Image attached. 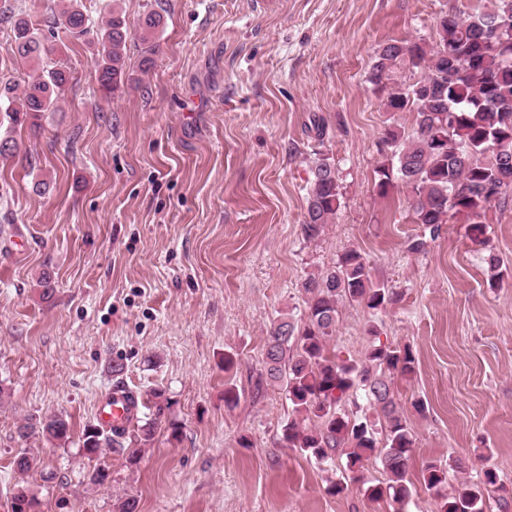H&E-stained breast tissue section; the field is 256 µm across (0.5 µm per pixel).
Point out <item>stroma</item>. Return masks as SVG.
<instances>
[{
  "instance_id": "obj_1",
  "label": "stroma",
  "mask_w": 512,
  "mask_h": 512,
  "mask_svg": "<svg viewBox=\"0 0 512 512\" xmlns=\"http://www.w3.org/2000/svg\"><path fill=\"white\" fill-rule=\"evenodd\" d=\"M81 2L95 27L115 3L129 24L157 10L165 25L152 57L128 41L129 79L110 100L97 90L95 45L62 36L49 62L72 80L52 111L19 125L0 112V137L17 144L0 156V512L21 482L40 512H119L128 499L136 512H394L355 485L330 494L343 463L279 447L285 393L255 386L270 324L300 317L302 281L348 249L399 300L379 314L342 305L331 350L359 360L377 338L416 357L415 374L395 379L415 439L403 512H437L422 472L452 457L474 477L491 467L512 494V274L490 288L486 263L512 271V203L489 211L485 244L460 215L409 251L424 228L405 188L378 195V142L391 126L412 131L415 114L385 111L368 81L380 46L433 43L442 12L479 0ZM60 6L0 0V78L14 95L32 70L10 51L11 16L44 35ZM322 157L343 203L310 240L302 222ZM117 383L143 398L162 390L180 426L175 439L159 426L133 464L116 448H81ZM53 415L70 425L65 446L20 436ZM23 451L36 466L21 477ZM97 466L111 474L100 486L87 481Z\"/></svg>"
}]
</instances>
